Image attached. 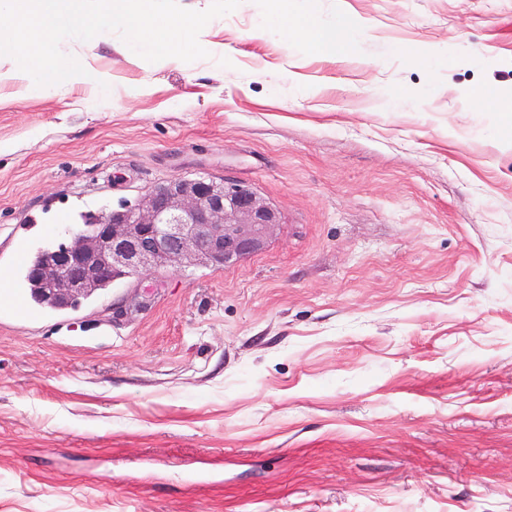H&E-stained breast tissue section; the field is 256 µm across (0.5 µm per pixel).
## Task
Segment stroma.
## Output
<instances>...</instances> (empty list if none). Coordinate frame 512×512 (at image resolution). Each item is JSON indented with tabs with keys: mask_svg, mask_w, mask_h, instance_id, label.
<instances>
[{
	"mask_svg": "<svg viewBox=\"0 0 512 512\" xmlns=\"http://www.w3.org/2000/svg\"><path fill=\"white\" fill-rule=\"evenodd\" d=\"M359 24L335 55L277 24ZM263 36H255L256 27ZM228 65L61 50L0 83V512H512V0H241ZM175 177L244 182L266 247L36 307L18 254Z\"/></svg>",
	"mask_w": 512,
	"mask_h": 512,
	"instance_id": "stroma-1",
	"label": "stroma"
}]
</instances>
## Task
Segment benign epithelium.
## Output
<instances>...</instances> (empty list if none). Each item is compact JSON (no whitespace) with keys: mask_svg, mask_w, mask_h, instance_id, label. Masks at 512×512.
I'll return each mask as SVG.
<instances>
[{"mask_svg":"<svg viewBox=\"0 0 512 512\" xmlns=\"http://www.w3.org/2000/svg\"><path fill=\"white\" fill-rule=\"evenodd\" d=\"M280 224L278 211L249 185L204 178H173L133 208L70 228L69 241L31 262L39 297L71 305L118 278L175 264L224 268L262 250Z\"/></svg>","mask_w":512,"mask_h":512,"instance_id":"obj_1","label":"benign epithelium"}]
</instances>
